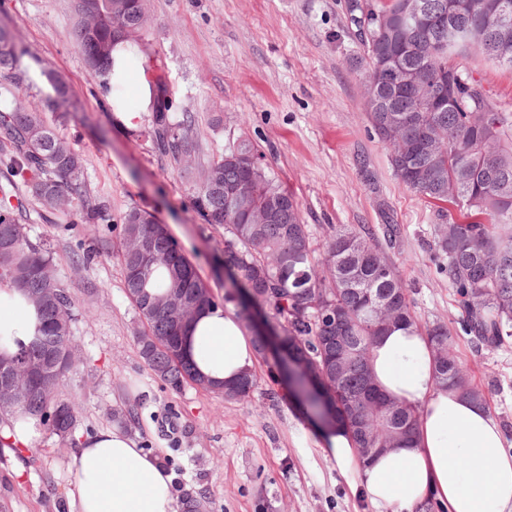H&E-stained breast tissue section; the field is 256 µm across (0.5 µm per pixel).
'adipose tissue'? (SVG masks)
<instances>
[{
  "instance_id": "ef3b65f1",
  "label": "adipose tissue",
  "mask_w": 512,
  "mask_h": 512,
  "mask_svg": "<svg viewBox=\"0 0 512 512\" xmlns=\"http://www.w3.org/2000/svg\"><path fill=\"white\" fill-rule=\"evenodd\" d=\"M34 309L19 291L0 287V333L25 338ZM185 349L197 373L220 387L257 364V345L233 309L198 313ZM371 374L387 396L418 418L410 447L362 458L352 433H324L320 446L374 512H512V452L487 407L435 380L430 340L416 326L377 336ZM76 512H177L172 476L159 454L144 451L121 427L89 437L72 457Z\"/></svg>"
}]
</instances>
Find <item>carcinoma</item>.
Returning <instances> with one entry per match:
<instances>
[{
	"label": "carcinoma",
	"mask_w": 512,
	"mask_h": 512,
	"mask_svg": "<svg viewBox=\"0 0 512 512\" xmlns=\"http://www.w3.org/2000/svg\"><path fill=\"white\" fill-rule=\"evenodd\" d=\"M410 0H379L368 10L351 0L352 22L366 48L364 98L369 124L391 150L397 179L430 202L449 204L459 217L448 218L447 234H437L434 250L448 259V277L462 314V328L476 344L495 347L512 336V138H504L508 118L494 110L481 80L463 71L455 56L462 49L494 61L495 51L512 57V32L493 44L498 0H422L424 10L408 12ZM76 44L87 66L104 78L111 71L118 42L138 43L124 25L141 23L145 0H77ZM26 55L10 32L0 27V78L20 80ZM397 60L413 73L396 86L384 82L388 62ZM55 89L45 111L68 113L77 95L53 72ZM168 85L153 84L154 110L143 135L163 155L192 162L197 143L190 136L193 118L173 111ZM43 111V112H45ZM43 112L13 96L0 100V151L8 181L24 189L48 224H112V212L89 196L85 159ZM207 171L216 184L200 187L195 207L206 223L224 231L219 264L231 288L219 300L205 291L196 267L168 234L155 233L148 212L126 211L115 241L132 305L145 290L151 310L141 321L152 337H137L140 357L154 377L177 390L195 384L214 390L197 375L184 343L189 324L175 325L168 302L180 290L196 298L198 310L219 305L254 306L262 322L280 328L277 367L295 396L325 429L346 426L361 455L406 446L416 429L415 411L375 386L370 358L373 342L392 326L418 323L410 291L371 229L329 226L322 248L314 247L300 208L265 166L253 144L241 140L213 160ZM243 183L248 202L224 210V184ZM0 192V286L22 292L34 306L37 323L28 340L0 334V358L21 369L27 389L23 413L60 436L76 430L78 403L55 398L58 375L72 366L66 342L72 338L74 300L54 275L56 251L46 239H30L22 222V203ZM273 201L282 204L271 224L253 223V212ZM101 257L80 247L72 262L92 270ZM46 288L53 298L36 300ZM435 353V376L486 403L482 390L467 378L448 328L425 329ZM260 377L252 372L224 392L228 400L248 401Z\"/></svg>",
	"instance_id": "carcinoma-1"
}]
</instances>
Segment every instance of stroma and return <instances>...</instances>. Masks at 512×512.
<instances>
[{
    "label": "stroma",
    "mask_w": 512,
    "mask_h": 512,
    "mask_svg": "<svg viewBox=\"0 0 512 512\" xmlns=\"http://www.w3.org/2000/svg\"><path fill=\"white\" fill-rule=\"evenodd\" d=\"M348 0H146L140 44L146 76H163L174 109L193 116L198 152L192 166L159 153L139 129L117 123L97 76L75 44L73 0H0V23L26 47L19 83L0 80V95L42 105L52 70L78 93L67 120L48 113L86 161L90 195L113 218L144 208L167 224L205 284L223 296L216 258L221 230L194 205L200 171L240 140H250L272 176L292 192L315 243L331 224L368 225L398 233L386 248L411 291L422 325L448 326L472 384L512 442V337L476 345L462 330L448 280V261L431 249L440 209L407 189L389 164V149L366 118L365 50ZM462 69L482 80L496 111L512 116V69L467 52ZM31 238L55 247V272L75 301V363L58 387L80 405L74 439L42 432L30 446L0 445V512H71L76 477L70 460L79 440L111 428L112 409L136 405L128 433L142 448L163 452L181 471L189 495L178 512H372L318 448V431L286 382L262 380L251 401L194 385L172 390L140 358L141 324L127 298L117 259L92 271L71 260L84 241L111 248L100 224L69 232L28 212Z\"/></svg>",
    "instance_id": "stroma-1"
}]
</instances>
